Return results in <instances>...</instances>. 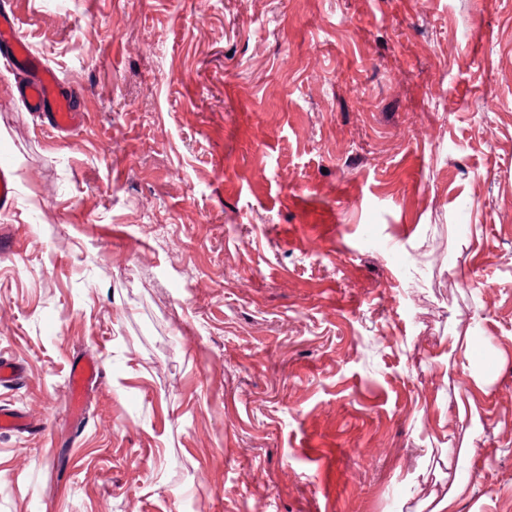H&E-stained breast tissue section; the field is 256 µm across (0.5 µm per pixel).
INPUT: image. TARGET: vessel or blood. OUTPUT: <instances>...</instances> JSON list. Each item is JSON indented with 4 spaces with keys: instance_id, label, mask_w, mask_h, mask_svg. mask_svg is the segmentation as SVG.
Masks as SVG:
<instances>
[{
    "instance_id": "obj_1",
    "label": "vessel or blood",
    "mask_w": 512,
    "mask_h": 512,
    "mask_svg": "<svg viewBox=\"0 0 512 512\" xmlns=\"http://www.w3.org/2000/svg\"><path fill=\"white\" fill-rule=\"evenodd\" d=\"M0 58L7 64L10 76L22 84L25 108L45 117L57 134L70 136L81 129L85 110L77 93L64 89L59 75L43 57L28 48L13 0H0ZM11 162L0 153V213L15 209L18 193L9 181ZM101 374L96 358L81 359L72 364L68 375L69 408L79 414L87 390Z\"/></svg>"
}]
</instances>
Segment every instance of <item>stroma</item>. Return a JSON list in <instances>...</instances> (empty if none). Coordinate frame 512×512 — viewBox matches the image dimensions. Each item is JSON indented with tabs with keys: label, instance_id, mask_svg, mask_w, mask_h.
Returning a JSON list of instances; mask_svg holds the SVG:
<instances>
[{
	"label": "stroma",
	"instance_id": "obj_1",
	"mask_svg": "<svg viewBox=\"0 0 512 512\" xmlns=\"http://www.w3.org/2000/svg\"><path fill=\"white\" fill-rule=\"evenodd\" d=\"M18 10L88 118L0 74V512H512V0ZM11 162L0 153V213L10 212L17 205L18 193L9 181ZM101 365L96 358H83L71 365L68 375L69 408L72 414L81 412L88 387L100 378ZM468 489V483L458 480L455 481L449 490H433L428 499V505L431 512H456L458 500Z\"/></svg>",
	"mask_w": 512,
	"mask_h": 512
}]
</instances>
